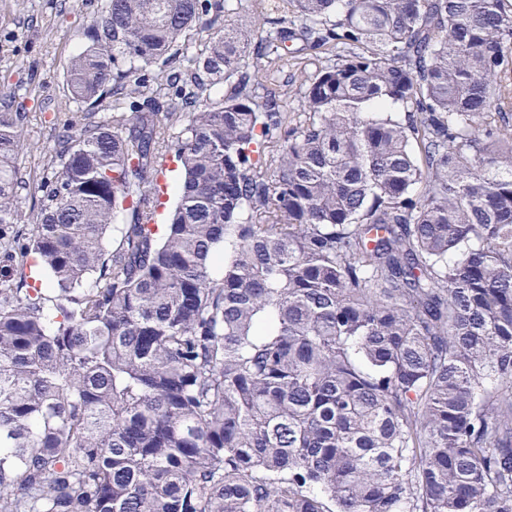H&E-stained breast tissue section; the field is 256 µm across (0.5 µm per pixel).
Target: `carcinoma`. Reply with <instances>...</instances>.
<instances>
[{
    "label": "carcinoma",
    "instance_id": "cac0c4a2",
    "mask_svg": "<svg viewBox=\"0 0 512 512\" xmlns=\"http://www.w3.org/2000/svg\"><path fill=\"white\" fill-rule=\"evenodd\" d=\"M238 2L106 0L27 237L0 109V247L50 281L0 283V512H512V0H285L177 46ZM294 40L336 54L290 127L248 70Z\"/></svg>",
    "mask_w": 512,
    "mask_h": 512
}]
</instances>
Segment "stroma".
I'll list each match as a JSON object with an SVG mask.
<instances>
[{"instance_id": "obj_1", "label": "stroma", "mask_w": 512, "mask_h": 512, "mask_svg": "<svg viewBox=\"0 0 512 512\" xmlns=\"http://www.w3.org/2000/svg\"><path fill=\"white\" fill-rule=\"evenodd\" d=\"M104 0H0V95L11 96L14 109L29 116L31 151L19 165L30 191L21 201L35 215L41 184L53 152L55 135L67 112H78L69 101L64 68L86 43L84 33ZM332 54L306 49L284 60H273L253 76L259 94L275 96L291 125L305 119L301 92L308 76L324 66Z\"/></svg>"}]
</instances>
